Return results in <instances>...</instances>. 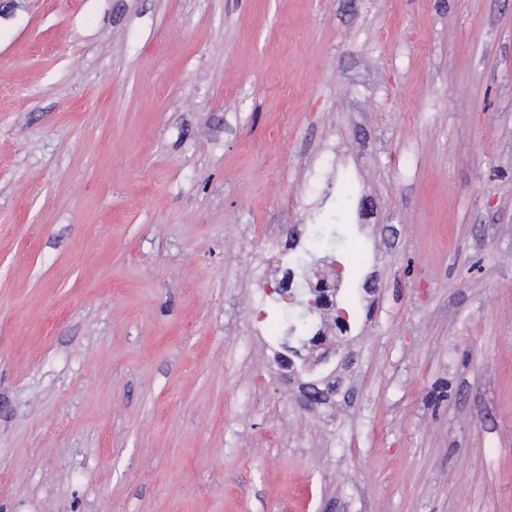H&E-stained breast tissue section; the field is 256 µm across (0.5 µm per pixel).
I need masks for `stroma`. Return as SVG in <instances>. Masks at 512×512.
I'll return each mask as SVG.
<instances>
[{"label": "stroma", "mask_w": 512, "mask_h": 512, "mask_svg": "<svg viewBox=\"0 0 512 512\" xmlns=\"http://www.w3.org/2000/svg\"><path fill=\"white\" fill-rule=\"evenodd\" d=\"M0 512H512V0H0ZM277 260L279 264L276 267L278 275V279L276 281L287 289L288 294L293 295V290L295 288H300V286H302V288H312V286L318 285L317 279L312 275H309L298 268L291 267L289 263L288 266L285 265L283 263V257H278ZM283 320L286 323L285 329L282 331L281 336H277L278 340H281V344L284 345L290 337L297 334L299 342L306 343L313 336H307L310 329L314 326L313 319L306 314L303 310L292 316L291 320L288 316L283 314ZM336 393V386L329 382L324 383V388L320 389L317 383H307L302 386L298 402L304 408H312L314 404L325 400Z\"/></svg>", "instance_id": "obj_1"}]
</instances>
